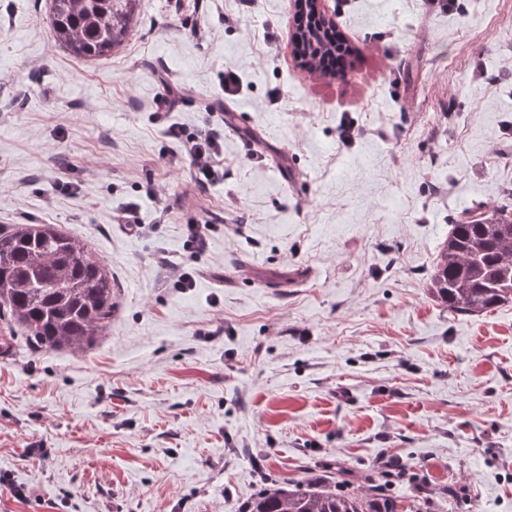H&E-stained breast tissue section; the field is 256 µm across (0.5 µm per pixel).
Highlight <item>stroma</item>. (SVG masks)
Segmentation results:
<instances>
[{"label":"stroma","instance_id":"obj_1","mask_svg":"<svg viewBox=\"0 0 512 512\" xmlns=\"http://www.w3.org/2000/svg\"><path fill=\"white\" fill-rule=\"evenodd\" d=\"M325 7L352 49L337 76L295 58L292 0H140L91 61L46 0H0V226L85 240L117 303L94 346L20 338L0 363V512H242L307 477L512 512V303L461 316L427 288L453 219L512 205V0ZM160 70L188 92L169 122L223 137L219 184L153 123ZM193 220L215 226L195 257Z\"/></svg>","mask_w":512,"mask_h":512}]
</instances>
